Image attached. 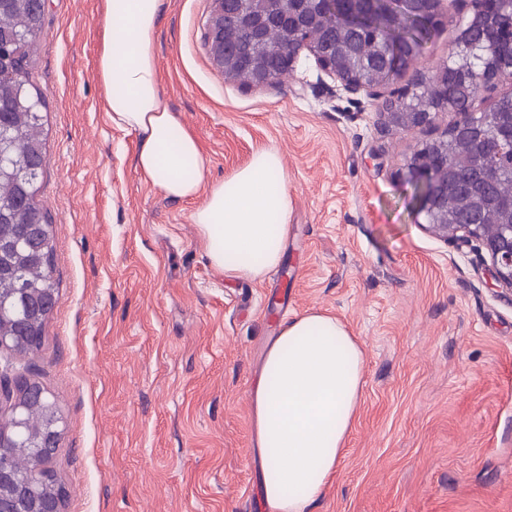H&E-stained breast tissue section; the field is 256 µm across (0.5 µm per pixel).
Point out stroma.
<instances>
[{
  "instance_id": "obj_1",
  "label": "stroma",
  "mask_w": 512,
  "mask_h": 512,
  "mask_svg": "<svg viewBox=\"0 0 512 512\" xmlns=\"http://www.w3.org/2000/svg\"><path fill=\"white\" fill-rule=\"evenodd\" d=\"M468 0L421 72L448 59ZM212 0H163L153 49L172 112L218 181L261 147L288 179L290 229L262 280L212 266L197 204L143 183L96 79L99 0H46L29 70L46 100L39 199L60 301L35 358L59 401L65 512H260L251 391L285 318L322 309L367 352L365 390L313 512H512V300L480 252L424 231L397 172L420 131L385 126L314 60L253 88L205 42Z\"/></svg>"
}]
</instances>
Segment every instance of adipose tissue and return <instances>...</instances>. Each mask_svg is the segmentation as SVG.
I'll return each mask as SVG.
<instances>
[{
    "mask_svg": "<svg viewBox=\"0 0 512 512\" xmlns=\"http://www.w3.org/2000/svg\"><path fill=\"white\" fill-rule=\"evenodd\" d=\"M161 0H103L97 52L102 104L113 125L136 136L141 180L192 214L207 255L226 278L262 279L281 260L290 197L277 150L211 181L196 136L172 112L153 40ZM365 350L336 316L311 310L282 323L252 391V434L266 512H311L342 457L364 388Z\"/></svg>",
    "mask_w": 512,
    "mask_h": 512,
    "instance_id": "1",
    "label": "adipose tissue"
}]
</instances>
